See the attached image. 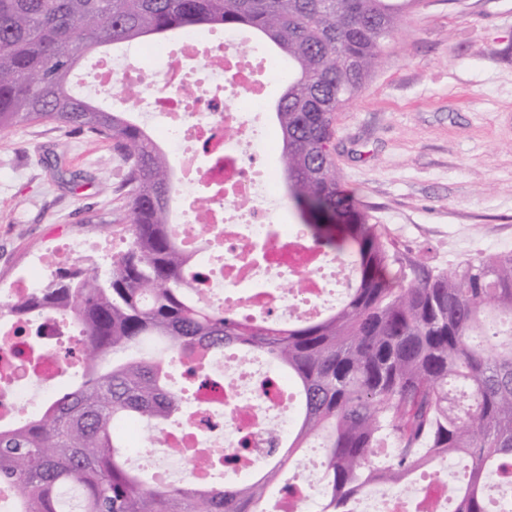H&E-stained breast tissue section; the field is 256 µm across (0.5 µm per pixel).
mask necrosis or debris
I'll list each match as a JSON object with an SVG mask.
<instances>
[{
  "label": "necrosis or debris",
  "mask_w": 512,
  "mask_h": 512,
  "mask_svg": "<svg viewBox=\"0 0 512 512\" xmlns=\"http://www.w3.org/2000/svg\"><path fill=\"white\" fill-rule=\"evenodd\" d=\"M183 41L188 55L210 71L217 88L235 90L237 110H228L220 99L187 106L185 78L174 60L149 77L137 59L107 62L98 80L115 87L145 80L153 124L165 141L179 147L175 195L184 207L182 221L204 225L210 242L224 247L221 265L204 270L202 295L208 301L223 296L225 309L243 318L270 314L296 319L305 312L317 313L330 303L331 284H345L352 270L309 244L299 225L275 221L280 192L256 166L265 94L250 80L251 63L241 42L233 32L216 43L199 41L192 33ZM199 192L208 200L202 212L188 205ZM39 324L43 349L33 357L24 351V333L0 320L1 427L12 426L28 412L33 390L58 382L64 353L76 349L66 321L49 316ZM249 361L246 355L225 356L222 379L193 396L199 415L192 427L167 428L161 441L147 446L141 423L122 425L133 452L153 461L159 480L192 472L198 453L212 448L235 458L243 477L267 464L272 438L282 436L296 417V396L288 380L269 384L270 366L248 374ZM451 506L447 482L426 478L403 491L360 496L353 512H452Z\"/></svg>",
  "instance_id": "4bbe7bcc"
}]
</instances>
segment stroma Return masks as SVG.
<instances>
[{
    "mask_svg": "<svg viewBox=\"0 0 512 512\" xmlns=\"http://www.w3.org/2000/svg\"><path fill=\"white\" fill-rule=\"evenodd\" d=\"M345 190L408 259L453 271L512 252V0H427L335 120ZM112 141L53 123L0 130V290L79 265L108 268L130 240ZM80 250L47 269L60 243Z\"/></svg>",
    "mask_w": 512,
    "mask_h": 512,
    "instance_id": "1",
    "label": "stroma"
}]
</instances>
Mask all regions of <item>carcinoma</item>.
<instances>
[{"label": "carcinoma", "instance_id": "obj_1", "mask_svg": "<svg viewBox=\"0 0 512 512\" xmlns=\"http://www.w3.org/2000/svg\"><path fill=\"white\" fill-rule=\"evenodd\" d=\"M406 18L392 0H0V130L51 122L115 141L127 165L119 208L132 217L108 270L60 275L0 306L21 329L48 315L75 326L81 368L39 413L0 428V491L14 512H266L294 491L284 472L313 440L323 448L315 512H349L374 485L400 486L450 457L471 460L450 485L454 512H488V476L512 488V252L450 274L407 264L336 172V113ZM204 25L250 30L288 58L275 105L288 201L313 245L355 274L324 317L244 320L194 297L203 279L182 240L193 225L169 221L166 154L126 113L72 89L76 67L101 47ZM226 348L266 358L297 394L296 431L266 472L226 485L216 448L196 462L211 480L161 483L130 466L118 425L137 420L160 437L189 404L168 388L170 367L206 385L205 357Z\"/></svg>", "mask_w": 512, "mask_h": 512}]
</instances>
